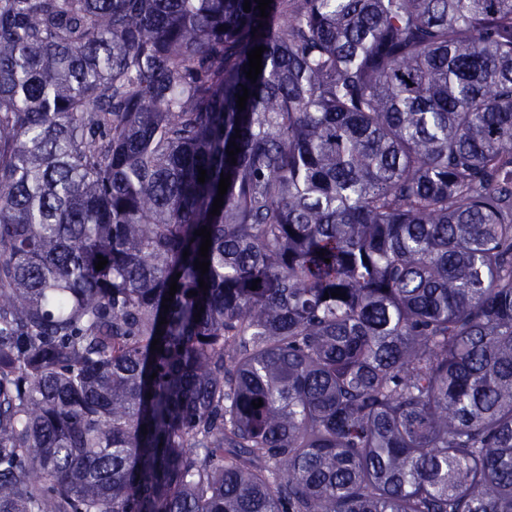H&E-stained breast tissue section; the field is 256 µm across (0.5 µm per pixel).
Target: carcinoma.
<instances>
[{
  "mask_svg": "<svg viewBox=\"0 0 512 512\" xmlns=\"http://www.w3.org/2000/svg\"><path fill=\"white\" fill-rule=\"evenodd\" d=\"M243 4L0 0V512H512V0Z\"/></svg>",
  "mask_w": 512,
  "mask_h": 512,
  "instance_id": "carcinoma-1",
  "label": "carcinoma"
}]
</instances>
